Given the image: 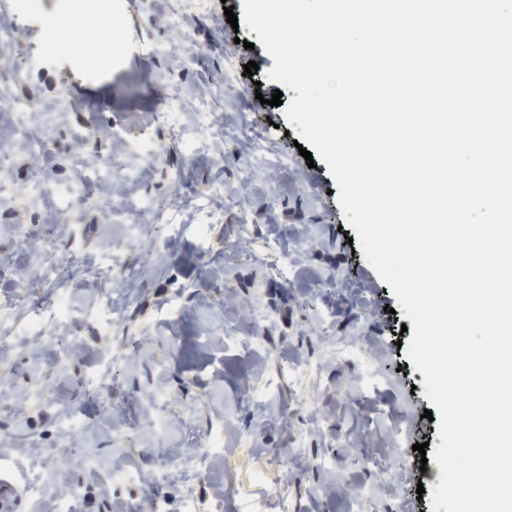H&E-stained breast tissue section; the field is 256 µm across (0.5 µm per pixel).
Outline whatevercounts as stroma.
Returning a JSON list of instances; mask_svg holds the SVG:
<instances>
[{
    "label": "stroma",
    "instance_id": "stroma-1",
    "mask_svg": "<svg viewBox=\"0 0 512 512\" xmlns=\"http://www.w3.org/2000/svg\"><path fill=\"white\" fill-rule=\"evenodd\" d=\"M228 6L243 12L242 0H210L202 11L185 9L184 0H125L115 16L121 44L93 65L52 51L47 26L23 31L29 12L5 13L21 32L17 49L0 56V71L8 74L0 96L29 99L53 113L41 128L44 156L13 149L17 187L31 181L36 165L66 186L111 155L119 137L142 151L153 143L165 148L161 162L139 163L135 182L93 191L66 221L53 202L24 208L0 199V296L25 298L21 316L30 321L61 288L78 306L73 321L47 325L43 335L17 331L0 357V387L8 390L0 397V466L25 488L16 512H53L66 489L75 495V512H151L158 499L167 512L215 500L223 512H282L284 489L296 512H432L440 469L411 444L439 445L438 424L423 416L431 403L423 374L406 355L412 334L401 329L404 311L355 242L327 164L309 167L283 109L268 105L280 89L267 78L274 61L256 33L227 23ZM177 12L184 18L179 27L168 22ZM251 61L259 69L249 76L244 67ZM229 64L237 78L228 88ZM64 88L73 105L57 114ZM173 96L189 109L206 105L212 136L193 147L174 140L156 119ZM90 128L98 136L92 147L83 141ZM250 137L264 140L269 155L288 153L291 162L245 194V172L263 165L260 157L239 153V142ZM176 171L182 184L172 181ZM216 188L220 223L205 237L187 230L159 256L151 249L154 226L134 240L128 225L109 218L125 198L172 209ZM270 217L280 229L311 230L313 244L292 276L281 273L267 250ZM14 224L54 230V251L62 258L79 254L82 267L37 276L34 254L12 244ZM114 245L138 277L131 298L111 308L103 286L119 274ZM351 340L368 343L378 362L365 363L358 352L338 360L337 343ZM272 354L300 357L312 372L290 381L265 364ZM105 366L112 369L108 411L86 388ZM159 396L169 420L164 435L150 426ZM272 396L289 415L269 408ZM64 407L81 416L80 436L64 434ZM297 424L308 433L290 450L286 428ZM212 435L223 439L213 456L156 478L158 456L198 447ZM47 456L59 460L60 479L41 477ZM275 457L284 466L265 469ZM394 458L402 479L390 489L378 465ZM319 459L329 467H316ZM113 470L133 478L100 479V472ZM333 479L363 489L367 500L325 493Z\"/></svg>",
    "mask_w": 512,
    "mask_h": 512
}]
</instances>
